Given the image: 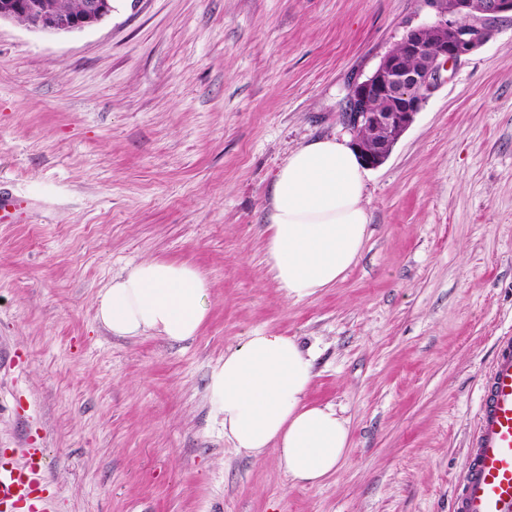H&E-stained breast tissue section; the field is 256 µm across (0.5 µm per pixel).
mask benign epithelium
I'll return each instance as SVG.
<instances>
[{"instance_id":"obj_1","label":"benign epithelium","mask_w":512,"mask_h":512,"mask_svg":"<svg viewBox=\"0 0 512 512\" xmlns=\"http://www.w3.org/2000/svg\"><path fill=\"white\" fill-rule=\"evenodd\" d=\"M427 21L406 31L400 51L385 54L345 97L342 120L352 145L369 167L382 165L431 96L444 83L449 66L481 48L491 37V23L512 18V0H421ZM112 14V0H83L77 12L60 9L59 0H0V21L15 20L48 34L81 31ZM470 16L461 24L458 15ZM378 100L385 109H376Z\"/></svg>"}]
</instances>
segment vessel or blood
I'll return each instance as SVG.
<instances>
[{
  "label": "vessel or blood",
  "instance_id": "1",
  "mask_svg": "<svg viewBox=\"0 0 512 512\" xmlns=\"http://www.w3.org/2000/svg\"><path fill=\"white\" fill-rule=\"evenodd\" d=\"M41 449L22 465L0 462V512H48ZM452 512H512V336L498 340L479 398L478 423Z\"/></svg>",
  "mask_w": 512,
  "mask_h": 512
}]
</instances>
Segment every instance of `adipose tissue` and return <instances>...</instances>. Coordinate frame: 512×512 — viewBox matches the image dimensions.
<instances>
[{
    "instance_id": "obj_1",
    "label": "adipose tissue",
    "mask_w": 512,
    "mask_h": 512,
    "mask_svg": "<svg viewBox=\"0 0 512 512\" xmlns=\"http://www.w3.org/2000/svg\"><path fill=\"white\" fill-rule=\"evenodd\" d=\"M368 172L347 141L324 137L291 151L269 191L266 260L287 297L330 288L355 263L368 237ZM209 282L194 265L142 261L112 279L96 318L112 335L197 336ZM313 358L295 337L258 330L211 373L209 402L237 452L275 449L291 480L316 485L333 474L349 445L346 419L310 402Z\"/></svg>"
}]
</instances>
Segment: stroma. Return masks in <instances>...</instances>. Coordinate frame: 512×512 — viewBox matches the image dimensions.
Masks as SVG:
<instances>
[{
	"label": "stroma",
	"instance_id": "1",
	"mask_svg": "<svg viewBox=\"0 0 512 512\" xmlns=\"http://www.w3.org/2000/svg\"><path fill=\"white\" fill-rule=\"evenodd\" d=\"M82 31L0 22V452L46 451L51 512H450L478 398L512 336V19L451 66L370 169L369 236L294 300L265 260L288 153L349 138L341 113L419 0H112ZM150 259L208 278L182 343L97 321ZM314 354L313 402L349 448L314 486L238 454L209 374L254 331Z\"/></svg>",
	"mask_w": 512,
	"mask_h": 512
}]
</instances>
